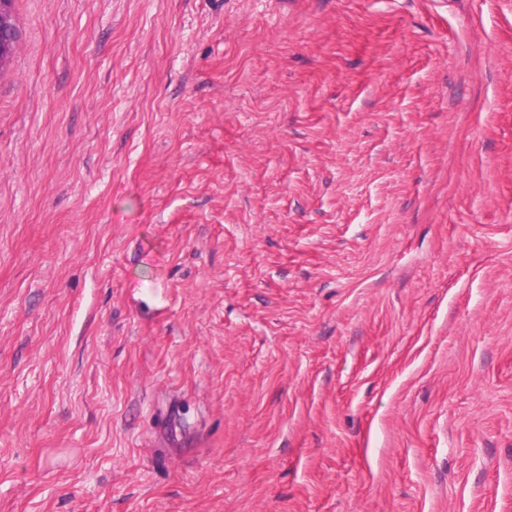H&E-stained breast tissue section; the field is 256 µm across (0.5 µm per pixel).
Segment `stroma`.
<instances>
[{
    "label": "stroma",
    "mask_w": 512,
    "mask_h": 512,
    "mask_svg": "<svg viewBox=\"0 0 512 512\" xmlns=\"http://www.w3.org/2000/svg\"><path fill=\"white\" fill-rule=\"evenodd\" d=\"M0 512H512V0H12Z\"/></svg>",
    "instance_id": "1"
}]
</instances>
